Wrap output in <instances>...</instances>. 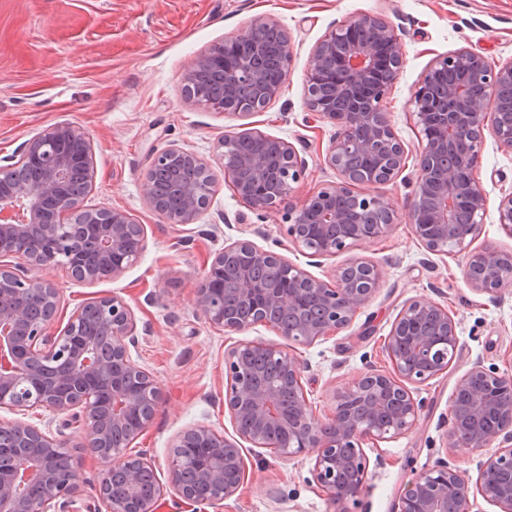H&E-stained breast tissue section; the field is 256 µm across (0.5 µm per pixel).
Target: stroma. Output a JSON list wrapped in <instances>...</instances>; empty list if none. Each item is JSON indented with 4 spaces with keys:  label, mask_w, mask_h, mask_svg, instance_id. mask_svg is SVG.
<instances>
[{
    "label": "stroma",
    "mask_w": 512,
    "mask_h": 512,
    "mask_svg": "<svg viewBox=\"0 0 512 512\" xmlns=\"http://www.w3.org/2000/svg\"><path fill=\"white\" fill-rule=\"evenodd\" d=\"M259 14L277 18L294 41L292 70L279 97L247 118L187 100L181 77L195 56ZM358 14L382 16L403 30L404 66L385 110L409 158L395 183L372 189L400 216L386 236L317 262L224 183L192 224L167 223L144 206L141 184L155 151L182 146L217 174L219 138L249 128L298 149L305 174L290 203L337 181L324 163L336 128L305 107L304 75L316 42ZM464 47L494 65L511 61L512 0H0V159L49 126L80 127L92 144L94 170L84 207L125 210L144 228L143 253L117 279L78 282L64 268L53 270L61 289L54 327L63 329L77 307L102 296L121 297L130 306L139 336L132 357L155 377L162 402L127 452L151 458L160 480L168 478L173 440L186 427L203 423L235 437L224 410L225 352L252 341L283 342L265 324L240 332L213 327L195 305V288L213 253L240 238L327 282L355 258L385 271L379 292L349 326L296 349L318 416L332 411L333 388L352 384L367 367L388 369L380 340L405 302L435 301L458 322L459 349L451 369L418 388L424 409L416 430L367 447L369 475L353 512H394L412 473L443 456L476 474L477 452L447 448L444 423L454 384L475 359L512 373V291L497 299L473 293L463 278V256L426 252L405 216L422 144L413 94L435 57ZM477 175L487 206L472 247L512 252V237L502 230L497 211L500 200L512 194V152L486 137ZM67 434L72 465L81 476L77 502L88 504L96 498L103 465L84 448L80 430ZM242 448L247 478L234 497L194 508L178 507L168 497L159 512H336L312 480V454L291 458L247 442Z\"/></svg>",
    "instance_id": "obj_1"
}]
</instances>
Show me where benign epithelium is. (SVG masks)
<instances>
[{
  "instance_id": "obj_1",
  "label": "benign epithelium",
  "mask_w": 512,
  "mask_h": 512,
  "mask_svg": "<svg viewBox=\"0 0 512 512\" xmlns=\"http://www.w3.org/2000/svg\"><path fill=\"white\" fill-rule=\"evenodd\" d=\"M400 29L378 15L361 14L325 34L313 47L304 82L308 109L337 127L324 158L339 181L307 195L285 214L286 235L312 257H331L374 241L397 223V213L378 195L354 191L383 185L405 169L407 150L395 134L383 101L397 80L403 58ZM294 48L274 17L258 15L235 35L209 47L185 70L188 100L239 118L238 96L253 92L268 105L291 71ZM219 74L220 94L193 90L197 73ZM460 80L443 85L440 75ZM478 84L483 94L469 97ZM512 97V61L491 65L460 48L435 58L413 95L416 124L425 144L416 164L408 223L433 254L465 255L464 278L478 294L512 288V254L494 248L469 250L486 210L476 176L485 128L499 147L512 151V113L500 111ZM492 125H487L488 111ZM257 138L267 150L241 163L235 144ZM224 183L253 209L275 212L299 182L304 166L295 145L259 130L224 135L218 142ZM89 137L71 124L52 125L0 165V407L33 406L69 416L64 426L81 427L86 447L105 463L97 504L86 512H157L167 488L154 465L125 447L152 422L160 389L131 356L138 342L136 320L118 296L89 302L66 327L52 331L60 289L47 271L61 266L75 280L120 277L144 251L142 225L118 208L87 210L83 197L68 192L78 177L93 180ZM209 164L195 152L171 145L156 152L141 185L146 208L170 224H192L206 209L217 181L177 183L180 206L170 209L161 194L165 170ZM501 228L512 235V194L498 206ZM23 262L12 263L10 259ZM378 265L355 259L340 267L334 283L318 279L283 255L237 239L216 250L196 289L195 304L208 322L228 332L266 323L291 343L311 345L349 325L380 288ZM458 322L448 308L429 299L408 301L383 341L390 370L370 369L357 382L333 391L332 413L320 419L303 386L298 356L264 342L236 345L224 356V410L237 438L209 425L183 430L173 442L170 484L189 505L216 504L244 484L240 441L274 448L282 455L310 452L313 481L340 506L356 503L370 460L364 445L415 428L424 402L422 385L451 368L459 346ZM447 447L480 451L477 477L446 458L412 474L396 512H470L481 496L499 512H512V374L480 360L455 382L446 429ZM12 449V466L0 472V512H76L75 469L53 472L50 461L66 451L62 432L22 420L0 422V447ZM206 485L209 496L197 492Z\"/></svg>"
}]
</instances>
